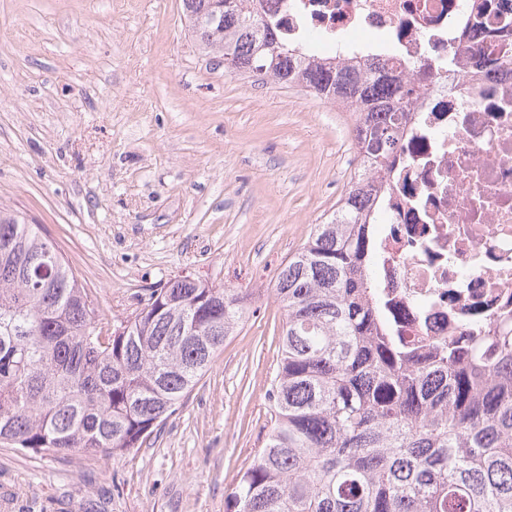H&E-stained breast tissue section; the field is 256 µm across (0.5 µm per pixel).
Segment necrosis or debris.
Returning a JSON list of instances; mask_svg holds the SVG:
<instances>
[{
    "label": "necrosis or debris",
    "mask_w": 512,
    "mask_h": 512,
    "mask_svg": "<svg viewBox=\"0 0 512 512\" xmlns=\"http://www.w3.org/2000/svg\"><path fill=\"white\" fill-rule=\"evenodd\" d=\"M295 40L369 43L419 68L377 238L379 293L409 346L512 328V68L474 0H265Z\"/></svg>",
    "instance_id": "necrosis-or-debris-1"
}]
</instances>
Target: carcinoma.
<instances>
[{
	"label": "carcinoma",
	"mask_w": 512,
	"mask_h": 512,
	"mask_svg": "<svg viewBox=\"0 0 512 512\" xmlns=\"http://www.w3.org/2000/svg\"><path fill=\"white\" fill-rule=\"evenodd\" d=\"M182 0L230 74L300 86L357 114L359 169L275 282L284 311L273 427L226 512H512V330L422 348L393 336L372 224L399 159L416 66L321 56L254 0ZM487 63L512 67V19ZM247 314L242 290L179 279L110 322L38 226L0 205V444L121 457L176 413Z\"/></svg>",
	"instance_id": "carcinoma-1"
}]
</instances>
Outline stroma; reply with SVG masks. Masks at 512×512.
I'll use <instances>...</instances> for the list:
<instances>
[{"label":"stroma","instance_id":"stroma-1","mask_svg":"<svg viewBox=\"0 0 512 512\" xmlns=\"http://www.w3.org/2000/svg\"><path fill=\"white\" fill-rule=\"evenodd\" d=\"M353 112L201 55L182 0H0V203L104 317L189 277L248 314L181 408L122 457L0 447V512H225L271 429L281 267L357 169Z\"/></svg>","mask_w":512,"mask_h":512}]
</instances>
